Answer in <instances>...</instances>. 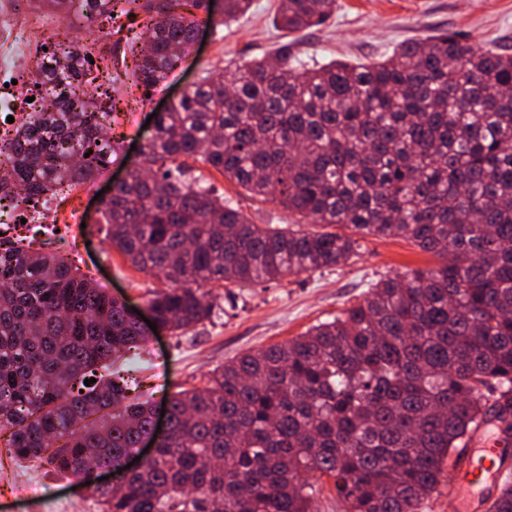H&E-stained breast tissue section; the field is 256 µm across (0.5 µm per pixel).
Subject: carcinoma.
<instances>
[{"label": "carcinoma", "instance_id": "cac0c4a2", "mask_svg": "<svg viewBox=\"0 0 512 512\" xmlns=\"http://www.w3.org/2000/svg\"><path fill=\"white\" fill-rule=\"evenodd\" d=\"M17 2L104 27L138 0ZM336 2L280 0L277 18L303 32ZM250 6L224 0L220 24ZM145 7L135 79L148 90L215 14L210 0ZM92 56L64 40L36 50L40 110L0 137L1 194L36 206L111 164ZM140 156L103 214L112 247L166 281L147 308L170 332L211 316L198 285L345 264L358 234L403 238L437 265L167 398L171 434L130 472L155 404L113 365L147 331L68 258L0 240V464L73 478L102 512H311L308 475L333 482L343 512H420L476 421L512 406V55L442 31L309 67L285 43L170 100ZM190 158L323 230L250 223L188 176ZM99 466L118 484L98 485ZM488 512H512L511 482Z\"/></svg>", "mask_w": 512, "mask_h": 512}]
</instances>
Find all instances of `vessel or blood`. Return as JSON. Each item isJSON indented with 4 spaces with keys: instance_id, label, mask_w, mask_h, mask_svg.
I'll use <instances>...</instances> for the list:
<instances>
[{
    "instance_id": "b4317fda",
    "label": "vessel or blood",
    "mask_w": 512,
    "mask_h": 512,
    "mask_svg": "<svg viewBox=\"0 0 512 512\" xmlns=\"http://www.w3.org/2000/svg\"><path fill=\"white\" fill-rule=\"evenodd\" d=\"M505 446L506 441L493 420L481 423L470 440L464 462L451 470L455 503H463L474 492L495 484Z\"/></svg>"
}]
</instances>
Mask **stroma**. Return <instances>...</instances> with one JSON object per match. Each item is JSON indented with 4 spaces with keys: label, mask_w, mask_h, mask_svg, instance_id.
I'll return each mask as SVG.
<instances>
[{
    "label": "stroma",
    "mask_w": 512,
    "mask_h": 512,
    "mask_svg": "<svg viewBox=\"0 0 512 512\" xmlns=\"http://www.w3.org/2000/svg\"><path fill=\"white\" fill-rule=\"evenodd\" d=\"M278 0H253L250 10L229 26L201 27L190 54L164 85L150 96L131 84L138 63L130 41L142 30V18L116 19L100 40L108 70L99 81L115 102L108 170L85 184L80 200L84 225L64 224L49 232L40 224L13 221L0 235L22 238L31 251H66L81 271L107 288L112 297L145 310L153 292L163 289L156 276L135 268L106 240V224L97 194L122 179L140 147L153 132L146 121L164 101L207 75L222 73L230 62L274 54L290 43L301 61L321 65L334 60L366 61L389 54L402 41L439 30L465 37L480 49L512 52V0H337L335 13L322 25L287 34L276 22ZM191 173L223 195L252 223L285 227L302 223L301 215L272 198L251 196L204 164ZM355 260L323 271L293 275L243 288H213L216 307L210 319L178 336L150 335L134 365L137 378L154 402L165 394L204 386L208 374L245 353L281 344L349 307L379 278L435 266L430 254L401 238L363 236ZM96 498L74 491L63 477L7 463L0 466V512H100Z\"/></svg>",
    "instance_id": "obj_1"
}]
</instances>
